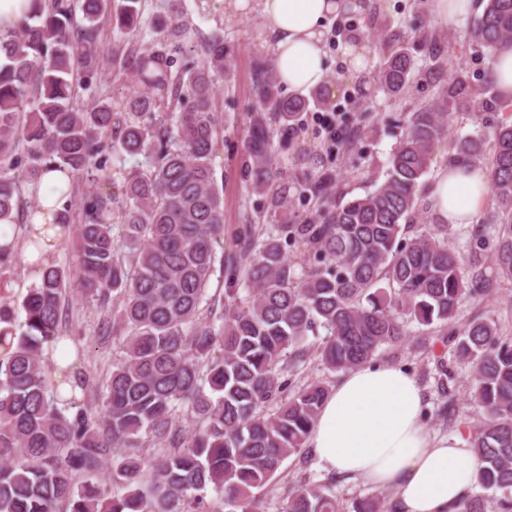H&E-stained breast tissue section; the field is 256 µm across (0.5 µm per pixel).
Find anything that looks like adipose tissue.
I'll return each mask as SVG.
<instances>
[{"label":"adipose tissue","mask_w":512,"mask_h":512,"mask_svg":"<svg viewBox=\"0 0 512 512\" xmlns=\"http://www.w3.org/2000/svg\"><path fill=\"white\" fill-rule=\"evenodd\" d=\"M236 12L257 10L274 43L280 81L304 92L325 80L322 24L336 0H227ZM489 197L484 170L451 164L438 173L430 199L440 218L470 224ZM423 395L395 365L348 371L330 392L307 444L319 464L377 488L398 487L404 512H448L474 478L477 460L463 436L432 439L421 419Z\"/></svg>","instance_id":"1"}]
</instances>
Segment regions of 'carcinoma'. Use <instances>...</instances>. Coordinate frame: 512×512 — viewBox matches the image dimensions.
<instances>
[{"label": "carcinoma", "instance_id": "cac0c4a2", "mask_svg": "<svg viewBox=\"0 0 512 512\" xmlns=\"http://www.w3.org/2000/svg\"><path fill=\"white\" fill-rule=\"evenodd\" d=\"M40 0L30 22L0 38V512H261L288 457L305 451L310 427L330 393L321 381L298 389L290 377L316 359L332 372L371 362L409 335L408 322L438 334L456 323L459 305L492 287L482 252L491 238L496 275L512 281V123L493 131V210L468 249L448 245V225L409 235L429 205L418 194L437 143L442 113H407L405 133L385 181L344 203L326 193L324 171L300 183L320 223L282 224L288 183L271 175L273 146L287 151L302 129L304 99L281 97L267 55L254 61L256 102L248 127L247 177L265 212L247 218L238 250L224 255V192L213 160L223 142L214 88L226 74L224 30L208 38L188 19L207 0ZM112 28L115 79L128 93L99 92L105 54L99 33ZM148 40L150 48L127 41ZM473 40L489 57L512 47V0H486ZM384 37L381 87L404 90L417 46ZM468 112L497 109L494 82L461 73L440 91ZM370 125L348 130L355 148ZM454 161L468 165L480 143L460 140ZM54 167L70 177L55 223L76 224L72 249L79 286L121 356L85 403L62 386L82 357L61 367L49 350L70 337L71 269L44 258L45 236L32 221L23 182L40 185ZM94 186L76 195L78 181ZM38 253L37 281L20 303L4 274L25 249ZM225 288L210 292L212 281ZM325 336L308 342L319 330ZM455 353L475 363L472 397L485 417L468 431L479 461L474 483L451 512H512V336L473 319ZM153 448L146 461L141 449ZM105 473L112 487L77 482ZM481 492H474V488ZM282 512H343L327 485L301 480ZM352 512H403L378 495Z\"/></svg>", "mask_w": 512, "mask_h": 512}]
</instances>
